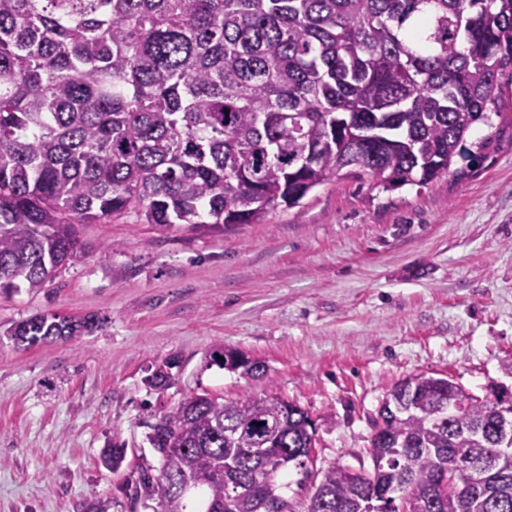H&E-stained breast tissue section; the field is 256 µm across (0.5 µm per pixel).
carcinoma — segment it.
<instances>
[{"mask_svg":"<svg viewBox=\"0 0 512 512\" xmlns=\"http://www.w3.org/2000/svg\"><path fill=\"white\" fill-rule=\"evenodd\" d=\"M512 80V0H0V288L37 292L77 257L76 225L133 212L142 224H259L342 171L378 187L473 173L493 141L466 146ZM464 167L453 168L457 159ZM95 315L39 314L4 336L28 349L95 331ZM258 391L186 394L155 418L160 456L83 512H277L257 473L306 474L309 414ZM177 367L154 363L164 390ZM495 400L419 375L382 405L359 476L333 464L306 512H512V424ZM114 433L101 463L118 470ZM469 472L441 497L456 460Z\"/></svg>","mask_w":512,"mask_h":512,"instance_id":"obj_1","label":"carcinoma"}]
</instances>
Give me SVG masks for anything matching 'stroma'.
I'll return each mask as SVG.
<instances>
[{
	"instance_id": "stroma-1",
	"label": "stroma",
	"mask_w": 512,
	"mask_h": 512,
	"mask_svg": "<svg viewBox=\"0 0 512 512\" xmlns=\"http://www.w3.org/2000/svg\"><path fill=\"white\" fill-rule=\"evenodd\" d=\"M477 172L429 188L332 178L259 224H81L80 254L41 291L0 290V325L36 314L99 315L93 333L29 349L0 342V512H82L159 458L149 415L188 393L234 401L241 372L222 346L261 361L277 393L316 424L313 472L371 468L382 400L418 374L485 396L512 391V90ZM173 356L167 390L144 379ZM118 472L100 465L113 434ZM126 450V442L121 440L119 434H113L112 441L101 450V463L108 469H120L126 458Z\"/></svg>"
}]
</instances>
